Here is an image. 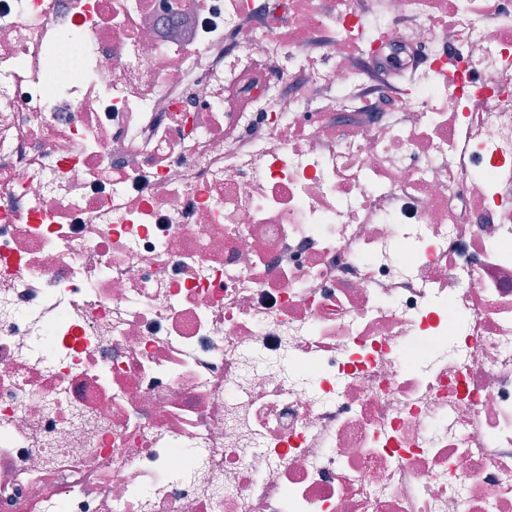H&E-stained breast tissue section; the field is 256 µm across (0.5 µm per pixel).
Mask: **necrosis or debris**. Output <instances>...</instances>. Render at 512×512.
Returning <instances> with one entry per match:
<instances>
[{"label":"necrosis or debris","mask_w":512,"mask_h":512,"mask_svg":"<svg viewBox=\"0 0 512 512\" xmlns=\"http://www.w3.org/2000/svg\"><path fill=\"white\" fill-rule=\"evenodd\" d=\"M0 512H512V0H0Z\"/></svg>","instance_id":"1"}]
</instances>
